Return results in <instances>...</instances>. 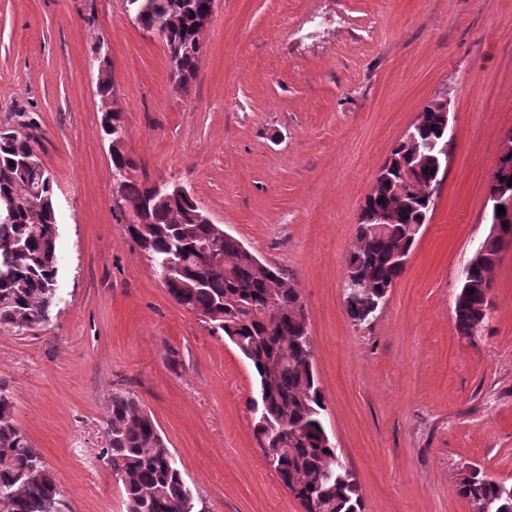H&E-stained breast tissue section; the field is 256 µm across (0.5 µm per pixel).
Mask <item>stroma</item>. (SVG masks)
<instances>
[{"mask_svg": "<svg viewBox=\"0 0 512 512\" xmlns=\"http://www.w3.org/2000/svg\"><path fill=\"white\" fill-rule=\"evenodd\" d=\"M101 41L136 175L185 185L297 288L324 424L364 512H472L461 464L512 483L511 249L478 342L453 318L512 131V0H217L187 95L125 0H0V128L21 112L36 125L62 256L50 323L0 327V385L67 512H124L100 455L116 387L143 404L210 512H303L255 439L251 366L174 302L113 201ZM444 90L453 143L432 216L377 318L354 325L342 284L361 205Z\"/></svg>", "mask_w": 512, "mask_h": 512, "instance_id": "1", "label": "stroma"}]
</instances>
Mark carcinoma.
<instances>
[{"mask_svg": "<svg viewBox=\"0 0 512 512\" xmlns=\"http://www.w3.org/2000/svg\"><path fill=\"white\" fill-rule=\"evenodd\" d=\"M129 15L166 43L171 77L183 93L191 91L202 52L199 35L210 0H125ZM97 94L111 97L109 66L99 71ZM18 128L0 129V205L15 204L12 216L0 220V326L19 331L46 325L58 302L60 255L57 248L56 180L42 161L33 163L38 140L18 112ZM101 128L109 140L125 138L120 112L105 110ZM448 141L443 114L422 109L379 170L378 185L365 198L366 213L356 224V245L344 282L345 312L357 326L370 324L382 309L389 288L405 269V260L431 216L435 202L424 189L442 184L443 170L418 153V145ZM402 159L413 174L400 213L383 224L368 214H383L394 204L395 168ZM136 163L118 149L112 154V177L121 182L123 200L136 216L146 212L145 233L128 225L129 235L169 295L181 307L202 317L213 336L229 340L257 374L258 398L252 401L259 447L278 452L271 469L283 486L297 492L304 512H363L356 477L337 454L323 422L324 399L307 326L297 307L300 295L280 269L259 259L218 224L201 222V210L190 193L170 184L163 191L132 174ZM497 186L512 178V150L500 156ZM224 258L213 267L208 252ZM499 252L490 232L466 268L454 302L458 335L475 342L473 330L488 317L489 272ZM14 403L0 386V498L13 512H63L60 490L44 457L32 447L14 419ZM112 475L122 489L125 512H209L193 492L174 451L134 393L116 388L106 419ZM459 496L473 512H512V483L488 477L473 466L456 482Z\"/></svg>", "mask_w": 512, "mask_h": 512, "instance_id": "cac0c4a2", "label": "carcinoma"}]
</instances>
